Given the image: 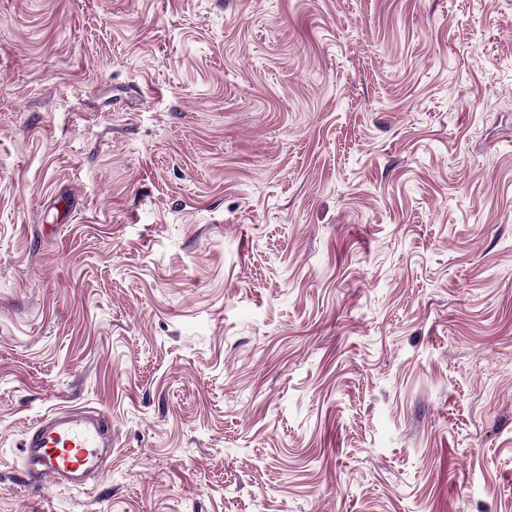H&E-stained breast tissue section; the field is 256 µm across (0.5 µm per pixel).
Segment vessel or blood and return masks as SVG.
I'll return each instance as SVG.
<instances>
[{
	"instance_id": "obj_1",
	"label": "vessel or blood",
	"mask_w": 512,
	"mask_h": 512,
	"mask_svg": "<svg viewBox=\"0 0 512 512\" xmlns=\"http://www.w3.org/2000/svg\"><path fill=\"white\" fill-rule=\"evenodd\" d=\"M30 483L83 487L112 460V418L102 410L53 409L25 432Z\"/></svg>"
}]
</instances>
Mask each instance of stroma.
I'll return each instance as SVG.
<instances>
[{
  "label": "stroma",
  "instance_id": "stroma-1",
  "mask_svg": "<svg viewBox=\"0 0 512 512\" xmlns=\"http://www.w3.org/2000/svg\"><path fill=\"white\" fill-rule=\"evenodd\" d=\"M0 512H512V0H0ZM21 447L30 483L83 487L112 461V418L102 410L52 409L28 428Z\"/></svg>",
  "mask_w": 512,
  "mask_h": 512
}]
</instances>
